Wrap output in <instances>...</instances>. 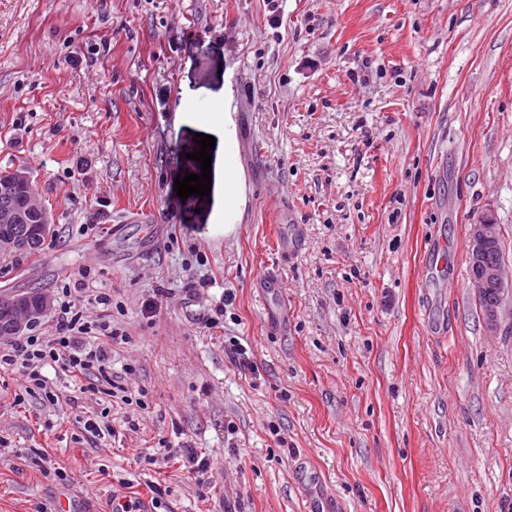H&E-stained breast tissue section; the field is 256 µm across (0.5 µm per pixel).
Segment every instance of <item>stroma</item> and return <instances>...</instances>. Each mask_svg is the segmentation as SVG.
Instances as JSON below:
<instances>
[{"mask_svg":"<svg viewBox=\"0 0 512 512\" xmlns=\"http://www.w3.org/2000/svg\"><path fill=\"white\" fill-rule=\"evenodd\" d=\"M0 0V173L52 232L0 295L91 270L112 370L63 408L0 370V512H512V292L488 330L471 224L512 269V0ZM233 112L224 234L194 140ZM110 408L114 435L88 418ZM168 459L152 460L158 444ZM208 463L188 476L185 449ZM207 125L211 131L224 134V234L235 230L243 204L241 176L234 161L235 124L233 112H212Z\"/></svg>","mask_w":512,"mask_h":512,"instance_id":"1","label":"stroma"}]
</instances>
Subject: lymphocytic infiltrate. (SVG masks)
Masks as SVG:
<instances>
[{
	"instance_id": "lymphocytic-infiltrate-1",
	"label": "lymphocytic infiltrate",
	"mask_w": 512,
	"mask_h": 512,
	"mask_svg": "<svg viewBox=\"0 0 512 512\" xmlns=\"http://www.w3.org/2000/svg\"><path fill=\"white\" fill-rule=\"evenodd\" d=\"M119 334L107 318L86 320L84 311L71 293L57 300L51 330L47 335L30 334L0 347V367H18L31 383V394L49 405L60 402L59 395L42 375L45 366H58L65 376L79 382L96 378L109 384V396L131 404L129 388L122 377L112 374L109 347Z\"/></svg>"
}]
</instances>
